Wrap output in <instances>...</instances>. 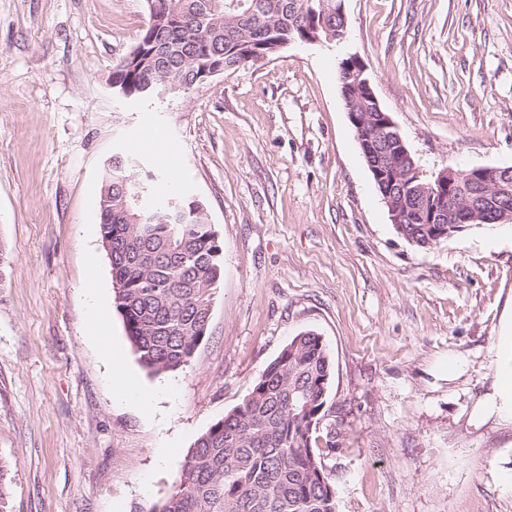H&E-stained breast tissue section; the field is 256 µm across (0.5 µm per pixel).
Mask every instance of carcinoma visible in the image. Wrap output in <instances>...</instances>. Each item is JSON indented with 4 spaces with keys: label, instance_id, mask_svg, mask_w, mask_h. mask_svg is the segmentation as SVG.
<instances>
[{
    "label": "carcinoma",
    "instance_id": "1",
    "mask_svg": "<svg viewBox=\"0 0 512 512\" xmlns=\"http://www.w3.org/2000/svg\"><path fill=\"white\" fill-rule=\"evenodd\" d=\"M148 20L128 55L112 69L125 100L160 87L200 86L206 63L224 72L270 59L303 36L328 41L346 24L336 0H146ZM343 103L371 111L363 84L338 81ZM138 159L112 156L100 195L103 247L116 305L139 363L153 374L188 365L224 277L223 244L203 207L179 198L147 203L152 175L136 177ZM333 361L322 338L295 336L262 371L243 401L197 438L173 489L147 512H336L322 464L319 432Z\"/></svg>",
    "mask_w": 512,
    "mask_h": 512
}]
</instances>
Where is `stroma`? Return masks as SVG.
Listing matches in <instances>:
<instances>
[{
    "mask_svg": "<svg viewBox=\"0 0 512 512\" xmlns=\"http://www.w3.org/2000/svg\"><path fill=\"white\" fill-rule=\"evenodd\" d=\"M342 48L294 43L188 92L127 101L112 68L146 0H0V512H148L195 440L297 334L328 345L337 512H512V420L477 412L512 341V223L420 248L396 233L343 107L357 55L425 177L512 166V0H344ZM169 141L223 242L191 362L144 369L102 247V174ZM103 308L107 336L90 327ZM151 410L112 396L102 344Z\"/></svg>",
    "mask_w": 512,
    "mask_h": 512,
    "instance_id": "1",
    "label": "stroma"
}]
</instances>
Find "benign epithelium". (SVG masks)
<instances>
[{
	"label": "benign epithelium",
	"mask_w": 512,
	"mask_h": 512,
	"mask_svg": "<svg viewBox=\"0 0 512 512\" xmlns=\"http://www.w3.org/2000/svg\"><path fill=\"white\" fill-rule=\"evenodd\" d=\"M373 112H357L346 107L356 140L377 186L399 181L406 183L408 203L397 205L389 192L383 202L392 224L408 235L405 226L423 224L434 240L452 235L457 227L485 217L495 224L512 222V170L475 167L469 171L470 184L457 190L458 172L447 167L433 181L421 182L423 172L411 158L390 113L382 111L376 96H371Z\"/></svg>",
	"instance_id": "7a95c632"
}]
</instances>
